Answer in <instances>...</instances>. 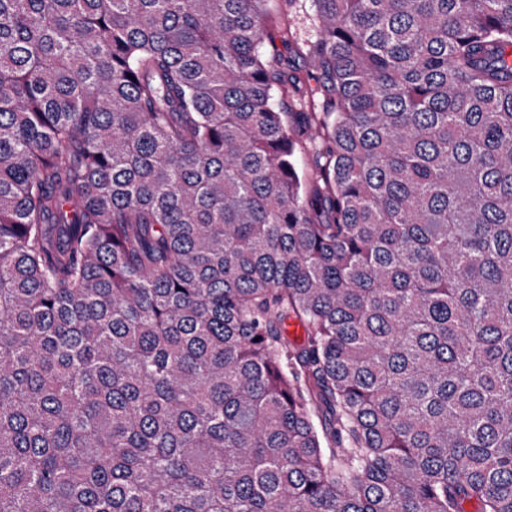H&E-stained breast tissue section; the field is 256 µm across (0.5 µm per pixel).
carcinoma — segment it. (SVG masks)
<instances>
[{"instance_id":"1","label":"carcinoma","mask_w":512,"mask_h":512,"mask_svg":"<svg viewBox=\"0 0 512 512\" xmlns=\"http://www.w3.org/2000/svg\"><path fill=\"white\" fill-rule=\"evenodd\" d=\"M269 2L0 0V512H512V0ZM273 18L278 23H288V28L295 40L303 43L314 40L317 19L310 0H296L292 5L284 2H271Z\"/></svg>"}]
</instances>
